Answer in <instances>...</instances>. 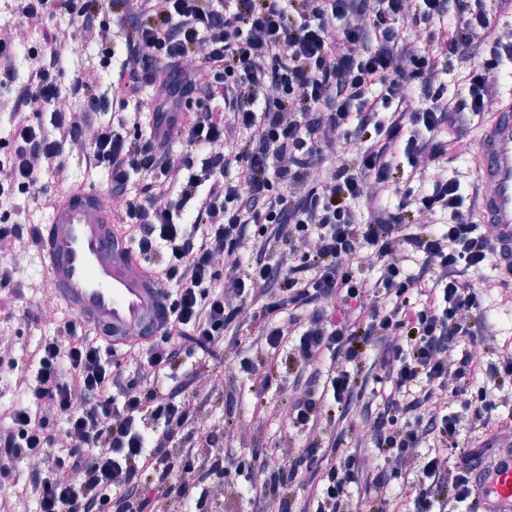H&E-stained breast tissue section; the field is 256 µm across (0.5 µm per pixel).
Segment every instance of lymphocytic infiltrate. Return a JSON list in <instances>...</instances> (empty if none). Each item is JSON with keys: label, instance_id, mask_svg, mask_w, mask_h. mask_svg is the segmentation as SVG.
Segmentation results:
<instances>
[{"label": "lymphocytic infiltrate", "instance_id": "obj_1", "mask_svg": "<svg viewBox=\"0 0 512 512\" xmlns=\"http://www.w3.org/2000/svg\"><path fill=\"white\" fill-rule=\"evenodd\" d=\"M130 2L24 0L27 19L70 14L103 48L108 29L95 27L97 14L107 10L128 20V90L152 87L157 98L146 134L98 123L106 101L92 79L77 78L71 88L82 111L61 110L60 48L49 43L18 98L19 105L35 107L36 121L9 132L16 147L0 157V197L29 190L45 168L63 170L72 148L87 163L107 167L115 196L123 195L134 174L171 178L177 170L172 144L200 149L199 171L179 182L175 198L160 203L147 185L141 199L125 204L124 220L137 229L130 238L134 249L160 259L166 281L175 286L170 329L137 344L140 372L124 384L112 368V348L84 335L76 322H60L53 335L41 338L27 363L29 403L13 407L10 425L0 428V481L18 463L32 464L37 512H152L158 496L168 500L169 512H202L194 476L203 469L223 477L228 458L216 451L215 433L195 425L193 384L202 371L223 380V365L210 357L224 342L242 344L234 330L259 302L267 317L261 329L266 353L258 364L240 361L259 391L271 385L280 365H313L330 350L342 361L321 394L306 391L292 407L289 420L305 445L290 467L257 456L248 462L260 493L277 501L278 512H338L340 498L360 482L358 454L324 466L339 448L324 445L319 424L349 404L375 346L395 389L370 423L372 442L388 456H421L411 484L412 512H434L435 504L450 499L474 512L470 476L482 466V453L460 447V415L440 400L447 391L467 397L480 365L463 354L460 381L449 389L442 355L473 334L460 314L478 308V296L457 268L492 261L491 235L468 222L474 205L454 176L436 180L412 205L390 210L378 202L392 189L390 143L402 142L410 167L438 163L445 154L439 129L455 126L463 111L482 112L491 93L476 73L465 105L436 96L409 111L412 82L431 83L439 58L467 53L488 30L491 9H511L512 0H462L461 23L432 57L406 42L398 26L406 0H235L231 12L214 8L213 0H142L136 9ZM216 63L233 83L230 118L207 109L184 112L200 89V75ZM393 102L400 110L390 123L366 120L377 105ZM357 113L360 129L374 128L375 138L357 164L326 165L320 143H331ZM233 127L256 134L230 156L223 146ZM90 128L95 136L89 141ZM233 164L239 178L229 182L224 171ZM361 200L370 205L364 222L354 212ZM190 203L195 209L181 222ZM436 212L448 214L449 223L414 229L416 216ZM252 224L259 227L253 244L247 241ZM299 252L302 264L287 263V255ZM217 254L224 257V287L213 294ZM417 256L423 263L414 274L407 264ZM369 269L378 271L376 281L362 278ZM429 272L435 275L431 285ZM341 292L358 301L370 293L375 302L339 318L316 310V303ZM415 294L424 297L423 305L412 302ZM186 340L202 353L191 371L180 361ZM77 390L84 396L78 406L72 401ZM411 412L417 426L400 424V416ZM60 417L67 427L58 443L51 425ZM452 452L458 455L453 464ZM303 474L321 475L324 485L301 508L292 484Z\"/></svg>", "mask_w": 512, "mask_h": 512}]
</instances>
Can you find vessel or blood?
<instances>
[{
  "mask_svg": "<svg viewBox=\"0 0 512 512\" xmlns=\"http://www.w3.org/2000/svg\"><path fill=\"white\" fill-rule=\"evenodd\" d=\"M479 218L492 231L495 264L512 279V101L476 143ZM36 256L55 298L84 329L115 346L161 335L171 314L150 263L131 247L94 189L58 195L37 225ZM481 512H512V460L495 463L475 486Z\"/></svg>",
  "mask_w": 512,
  "mask_h": 512,
  "instance_id": "obj_1",
  "label": "vessel or blood"
}]
</instances>
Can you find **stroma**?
<instances>
[{
	"label": "stroma",
	"mask_w": 512,
	"mask_h": 512,
	"mask_svg": "<svg viewBox=\"0 0 512 512\" xmlns=\"http://www.w3.org/2000/svg\"><path fill=\"white\" fill-rule=\"evenodd\" d=\"M21 6V0H0V29H10L16 37L14 79L0 85V127H10V112L15 97L28 80L30 67L23 59L24 52L41 48L46 36L52 33L67 37V45L61 51L58 74L62 91H69L78 75L97 74L98 91L109 99L107 120L115 125L129 126L135 122L147 124L152 108V91L145 88L132 94L127 90L128 79L122 74L126 43L118 22L104 14L97 19L98 24L109 26L113 35L110 59L104 64L100 61L98 46L86 42L83 34L71 25L67 14L58 12L46 15L42 22H31L24 17ZM406 8L416 22L404 25V36L422 46L429 44L431 38L448 37L461 18L457 0H444L443 20L439 23L418 22L417 17L424 8L422 0H407ZM488 57V52L477 51L475 63L483 67L495 92L492 98L486 100L483 112L469 116L462 134L440 132V139L448 144L446 168L441 169L426 162L420 163L414 171L403 168L397 173L393 191L384 197V204L397 208L406 196L418 195L423 189L429 188L445 169L457 173L463 183L476 185L474 155L478 134L499 103L512 99V62L505 60L491 66L487 63ZM467 73L465 63L455 57L448 58L444 71L438 74L431 85L415 82V105H428L434 95L458 103L468 100ZM89 186L97 187L104 193L109 192L110 185L104 168L88 169L79 164L77 159H69L62 174L44 173L30 192L14 195L7 205L10 220L19 224L44 223L50 212V203L57 193ZM19 254L24 256V264H17L15 257ZM1 264L14 269L11 284L0 286V376L6 379L5 385L0 387V427H5L10 423L8 408L28 400L26 386L22 381L24 363L39 339L52 335L59 308L50 289L44 285L45 279L29 239L6 243L0 249ZM468 278L476 286L482 310L490 316L489 338L494 339L498 347L505 345L512 348V285L504 284L499 270L491 264L478 270H469ZM258 355V350L254 348L242 353L227 350L224 357L223 400L208 405V423L220 430L219 442L230 455L240 458L255 454L267 455L273 461L287 464L301 451L305 438L288 423L271 419L268 411L257 404L249 390L248 381L239 374L240 357L253 359ZM333 366V357L328 354L320 363L281 370L266 395L268 402L289 408L304 391H322L326 376ZM475 386L485 391L486 402L492 407L493 421L485 429L463 430L460 445L464 448L485 442L498 444L508 433L500 422L512 416V390L499 389L493 378L486 374L479 376ZM230 416L239 421V428L231 437L222 432L224 420ZM364 463L370 474H384L390 483L394 496L386 507L387 512H405L408 465L373 455L365 457ZM245 483V477L234 475L222 481L212 477L206 479L202 487L208 495L207 506L210 512H277V502L256 495H235L234 487Z\"/></svg>",
	"instance_id": "1"
}]
</instances>
